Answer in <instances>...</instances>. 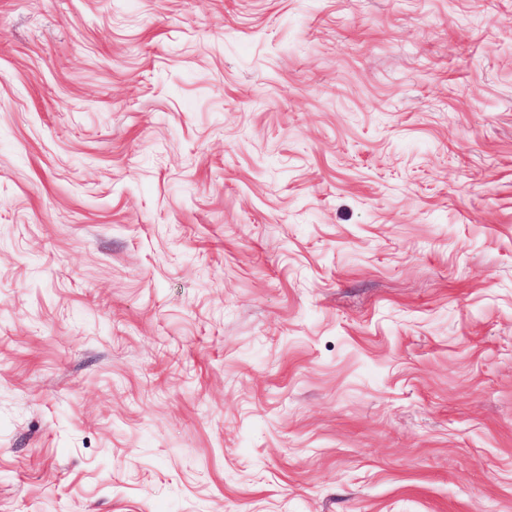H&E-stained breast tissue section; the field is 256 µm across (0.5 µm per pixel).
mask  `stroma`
Listing matches in <instances>:
<instances>
[{"label":"stroma","mask_w":512,"mask_h":512,"mask_svg":"<svg viewBox=\"0 0 512 512\" xmlns=\"http://www.w3.org/2000/svg\"><path fill=\"white\" fill-rule=\"evenodd\" d=\"M0 512H512V0H0Z\"/></svg>","instance_id":"1"}]
</instances>
